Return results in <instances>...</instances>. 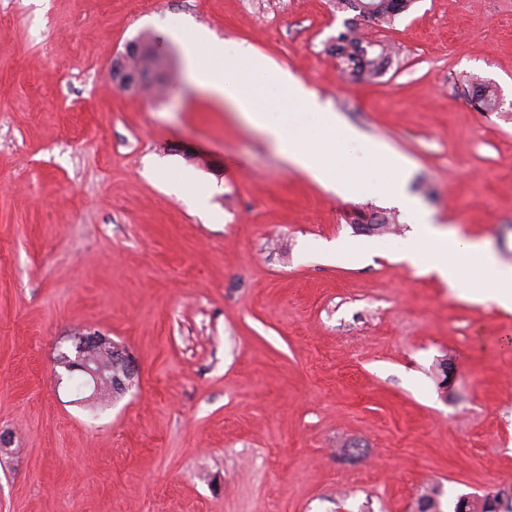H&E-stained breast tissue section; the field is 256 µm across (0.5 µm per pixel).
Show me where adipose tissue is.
<instances>
[{
    "instance_id": "adipose-tissue-1",
    "label": "adipose tissue",
    "mask_w": 512,
    "mask_h": 512,
    "mask_svg": "<svg viewBox=\"0 0 512 512\" xmlns=\"http://www.w3.org/2000/svg\"><path fill=\"white\" fill-rule=\"evenodd\" d=\"M162 32L180 45L188 81L239 113L287 162L334 191L347 193L357 187L401 200L412 220L408 244L401 252L403 261L436 275L453 291L462 286L460 267L487 276L495 303L512 311V266H501L482 242L459 243L405 198L408 162L388 144L374 142L363 155L351 153L358 132L342 125L301 79L273 71L245 43L220 40L186 24L167 25ZM204 61L210 74L203 79L199 66Z\"/></svg>"
}]
</instances>
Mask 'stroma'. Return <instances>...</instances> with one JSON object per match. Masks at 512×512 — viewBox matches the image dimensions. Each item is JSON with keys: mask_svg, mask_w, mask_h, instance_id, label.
<instances>
[{"mask_svg": "<svg viewBox=\"0 0 512 512\" xmlns=\"http://www.w3.org/2000/svg\"><path fill=\"white\" fill-rule=\"evenodd\" d=\"M169 17L300 78L512 265V0H413L369 29L400 50L369 83L325 51L334 0H0V512H415L435 486L453 512L512 486V312L472 301L471 272L453 294L398 262L401 208L334 192L193 88ZM141 38L158 94L113 91ZM187 172L206 211L165 189ZM87 333L137 370L102 403L58 362ZM136 52V47L133 43L126 46V51L120 54V60H117L111 68L109 77L116 80L121 87L130 91H137L140 85V74L127 67L126 59Z\"/></svg>", "mask_w": 512, "mask_h": 512, "instance_id": "obj_1", "label": "stroma"}]
</instances>
